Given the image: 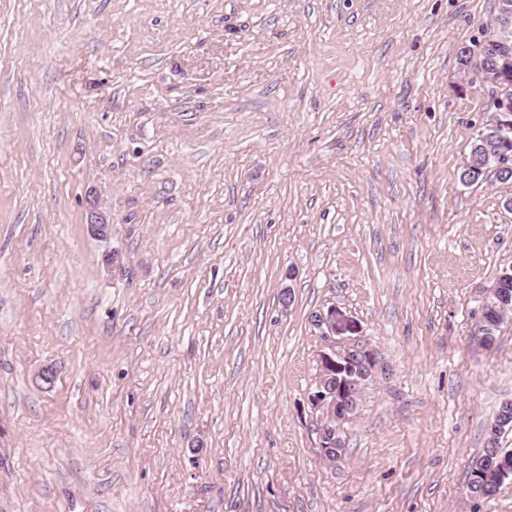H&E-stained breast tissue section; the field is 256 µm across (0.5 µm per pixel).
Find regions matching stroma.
Returning <instances> with one entry per match:
<instances>
[{"instance_id": "stroma-1", "label": "stroma", "mask_w": 512, "mask_h": 512, "mask_svg": "<svg viewBox=\"0 0 512 512\" xmlns=\"http://www.w3.org/2000/svg\"><path fill=\"white\" fill-rule=\"evenodd\" d=\"M494 9L0 0V512H512L467 488L512 400V179L460 178ZM332 307L393 367L336 465ZM88 204V224L92 234L101 240L107 239L112 231V222L102 210L99 196L95 192L88 196ZM489 289L491 290L490 297L484 306L486 295L481 311V331L486 344L494 342L500 326L509 319L508 317L512 313V266L503 268L492 288ZM496 293L507 296L508 300L501 302Z\"/></svg>"}]
</instances>
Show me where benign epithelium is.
<instances>
[{"mask_svg": "<svg viewBox=\"0 0 512 512\" xmlns=\"http://www.w3.org/2000/svg\"><path fill=\"white\" fill-rule=\"evenodd\" d=\"M463 70L471 81L497 88L494 111L512 103V81L501 76L490 56L464 51ZM88 224L94 236L107 239L112 222L102 210L97 194L88 196ZM311 326L324 341L317 356V373L308 401L317 413L315 433L321 453L332 455L336 463L344 458L347 428L362 409L366 389L392 374V367L380 354L358 336L354 325L341 312L330 308L311 317Z\"/></svg>", "mask_w": 512, "mask_h": 512, "instance_id": "1", "label": "benign epithelium"}]
</instances>
